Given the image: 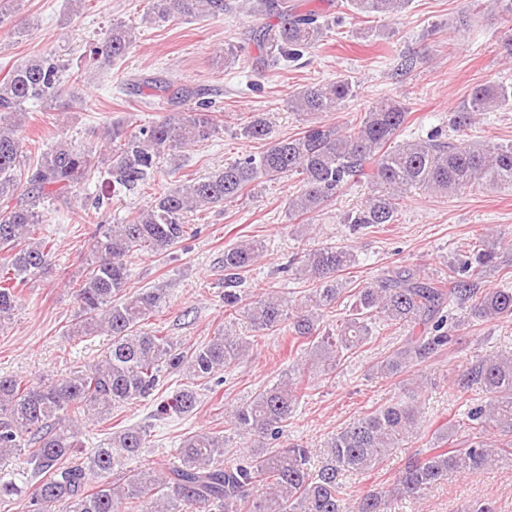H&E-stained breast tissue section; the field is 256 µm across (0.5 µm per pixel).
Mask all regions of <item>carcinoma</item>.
<instances>
[{"mask_svg": "<svg viewBox=\"0 0 512 512\" xmlns=\"http://www.w3.org/2000/svg\"><path fill=\"white\" fill-rule=\"evenodd\" d=\"M411 0H340V13L366 18L396 17ZM278 11L275 25L255 23L259 51L256 67L290 62L315 48L330 22L314 10L295 11L289 0H264ZM225 0H152L148 22L175 17H219ZM134 27L112 24L103 41L90 50V65L109 66L126 56L134 43ZM65 65L53 54L11 66L0 78V322L11 318L24 286L48 273L52 246L36 237L44 215L41 201L63 200L85 193L87 223L94 261L78 283L80 314L66 330L70 339L106 332L112 349L93 369L70 379L32 383L0 376V456L20 457L21 467L0 470V504L29 496V512H121L148 499L151 512H388L389 499L416 504L427 491L456 475L478 476L500 460L512 461V358L479 356L454 382L457 392L477 390L467 399L455 424L436 430V445L409 458L393 487L368 491L346 506L348 472L368 473L385 466L391 451L419 429L422 386L354 419L331 437L326 459L311 461L310 451L297 443L277 448L300 401L312 389L313 368L303 363L289 377L266 387L236 409L231 422L242 434L264 443L232 460H224V436L198 432L184 437L177 449L179 464L163 469L131 467L149 447L147 429L129 426L111 433L81 456L79 426L107 419L112 410L146 401L160 389L165 373L178 372L186 382L159 403L163 414L189 415L199 405L196 382H223L221 373L239 364L251 342L227 329L207 342L186 348L148 320L166 303L159 289L126 293L127 258L132 254L161 255L189 236V217L198 211L236 201L254 182L298 178L299 188L288 202L289 217L314 214L349 186L365 179L373 194L348 214L344 223L359 228L397 221L403 194L411 188L444 194L475 184L512 187V143H460L441 139L396 143L408 108L384 99L375 103L345 132L324 120L356 92L352 81L306 86L289 100L305 124L294 136L271 143L259 155H245L202 178L154 194L118 224L102 210L100 194L87 193L94 174L112 193L143 190L151 185L160 160L212 139L219 120L200 94L187 85L173 87L155 77L141 85L154 91L164 115L130 130L120 122L105 127L106 157L98 158L64 139L39 150L28 161L21 133L29 101L52 111L70 109L78 93L64 86ZM512 108V83L474 87L450 114L449 126L459 131L480 112ZM244 137L262 140L269 126L261 116L243 124ZM498 241L485 239L464 260L448 265V278L430 279L420 270L401 267L375 283L359 288L349 313L331 328L320 326L317 312H331L346 290L340 273L356 265L346 246L326 244L311 249L300 271L312 281L307 309L288 310L278 297H261L241 306L242 273L266 250L259 239L224 249V313L246 314L254 331L284 332L312 346L304 354L317 358L322 371L336 368L346 354L373 339L374 325L404 332L374 366L381 378H393L448 349L454 333L465 326L455 309L489 322L512 316V288H477L483 269L495 262ZM468 431L465 440L456 436Z\"/></svg>", "mask_w": 512, "mask_h": 512, "instance_id": "obj_1", "label": "carcinoma"}]
</instances>
